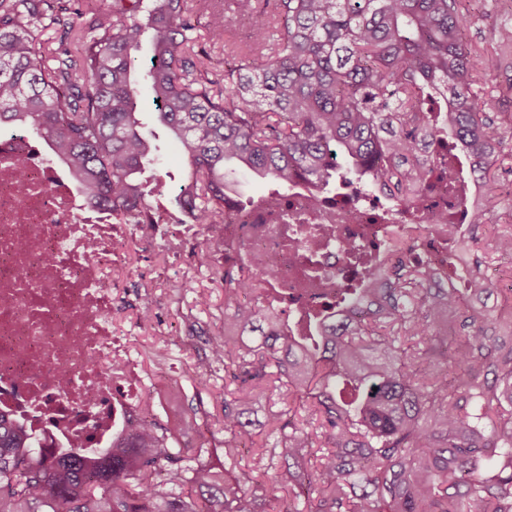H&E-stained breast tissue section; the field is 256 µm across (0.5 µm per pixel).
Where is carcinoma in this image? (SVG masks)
I'll use <instances>...</instances> for the list:
<instances>
[{
    "instance_id": "cac0c4a2",
    "label": "carcinoma",
    "mask_w": 512,
    "mask_h": 512,
    "mask_svg": "<svg viewBox=\"0 0 512 512\" xmlns=\"http://www.w3.org/2000/svg\"><path fill=\"white\" fill-rule=\"evenodd\" d=\"M185 0H112L97 13L65 0H0V129L31 131L68 165L93 207L130 215L171 195L139 179L155 153L137 115L143 95L175 143L187 185L175 196L204 224L224 223L226 169L282 191L383 180L408 201L429 173L420 151L443 136L477 178L512 127L480 85L464 37L467 0H243L252 40L222 72L199 47ZM76 47L37 41L44 20ZM231 18L210 12L219 38ZM280 25L277 38L269 31ZM512 29L477 57L498 63ZM448 104L430 122L422 92ZM489 252L465 288H437L421 262L366 271L319 336H281L260 308L224 314L212 355L235 368L224 388V463L175 447L152 422L103 450L44 461L0 419V512H512V301L483 298ZM377 310L356 318V305ZM274 442L243 467L258 397Z\"/></svg>"
}]
</instances>
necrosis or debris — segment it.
I'll return each instance as SVG.
<instances>
[{
	"label": "necrosis or debris",
	"mask_w": 512,
	"mask_h": 512,
	"mask_svg": "<svg viewBox=\"0 0 512 512\" xmlns=\"http://www.w3.org/2000/svg\"><path fill=\"white\" fill-rule=\"evenodd\" d=\"M431 172L411 201L381 184L291 185L287 194L224 197L217 229L155 203L134 218L88 205L65 164L23 133L0 131V414L21 425L45 458L108 448L150 420L130 338L113 323L124 264L137 236L183 261L197 239L205 264L232 275L235 309L262 305L280 333L313 336L342 288L395 252L426 261L440 285L465 265L458 248L484 188L459 151L431 147ZM268 272L265 281L256 275Z\"/></svg>",
	"instance_id": "1"
}]
</instances>
